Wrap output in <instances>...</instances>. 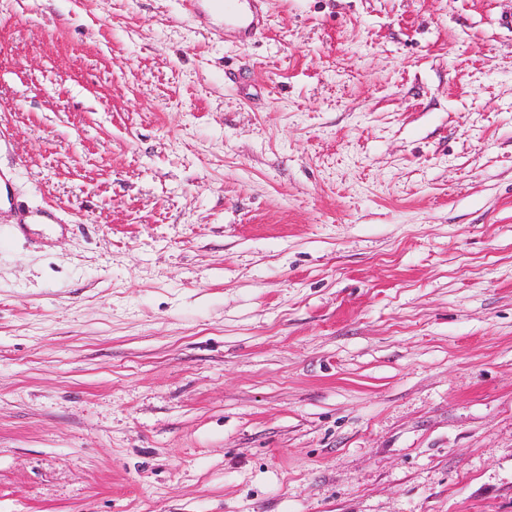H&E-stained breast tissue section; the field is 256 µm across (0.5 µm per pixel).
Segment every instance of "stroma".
<instances>
[{
  "instance_id": "stroma-1",
  "label": "stroma",
  "mask_w": 512,
  "mask_h": 512,
  "mask_svg": "<svg viewBox=\"0 0 512 512\" xmlns=\"http://www.w3.org/2000/svg\"><path fill=\"white\" fill-rule=\"evenodd\" d=\"M0 0V512H512V0ZM222 3L224 23L233 25L243 35V41L251 39L263 18L265 0H214Z\"/></svg>"
}]
</instances>
